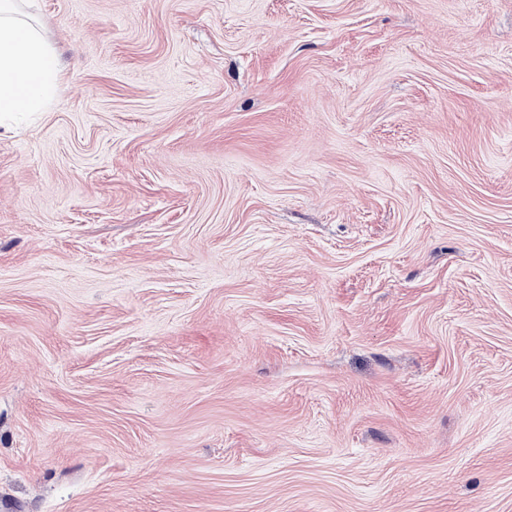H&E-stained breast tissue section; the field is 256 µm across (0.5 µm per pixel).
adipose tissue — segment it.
<instances>
[{
    "label": "adipose tissue",
    "instance_id": "1",
    "mask_svg": "<svg viewBox=\"0 0 512 512\" xmlns=\"http://www.w3.org/2000/svg\"><path fill=\"white\" fill-rule=\"evenodd\" d=\"M58 77V58L39 29L19 18L17 0H0V117L45 111Z\"/></svg>",
    "mask_w": 512,
    "mask_h": 512
}]
</instances>
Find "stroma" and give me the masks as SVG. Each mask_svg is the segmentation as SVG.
<instances>
[{"instance_id":"obj_1","label":"stroma","mask_w":512,"mask_h":512,"mask_svg":"<svg viewBox=\"0 0 512 512\" xmlns=\"http://www.w3.org/2000/svg\"><path fill=\"white\" fill-rule=\"evenodd\" d=\"M0 512H512V0H20ZM16 2L0 1L1 119L45 111L58 89V58L39 29L18 17Z\"/></svg>"}]
</instances>
